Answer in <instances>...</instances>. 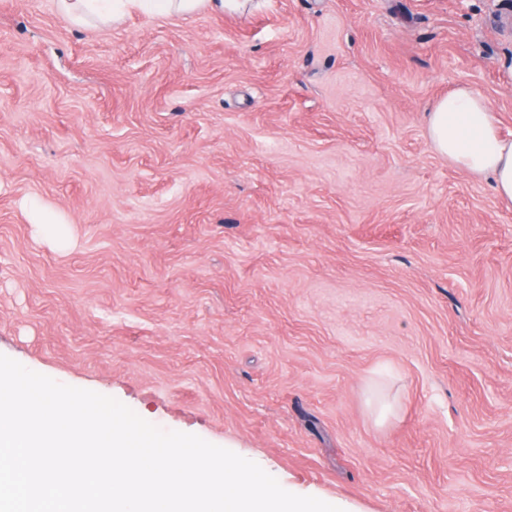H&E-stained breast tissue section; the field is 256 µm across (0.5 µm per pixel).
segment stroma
Segmentation results:
<instances>
[{
    "instance_id": "obj_1",
    "label": "stroma",
    "mask_w": 512,
    "mask_h": 512,
    "mask_svg": "<svg viewBox=\"0 0 512 512\" xmlns=\"http://www.w3.org/2000/svg\"><path fill=\"white\" fill-rule=\"evenodd\" d=\"M512 0H0V354L343 512H512ZM207 1L214 11L232 9L236 0H58L59 10L76 23L98 21L106 23L119 14L122 7L139 5L158 13L170 15L191 14ZM435 150L476 175L489 176L499 199L512 202V139L500 132L488 100L466 85L438 99L426 118Z\"/></svg>"
}]
</instances>
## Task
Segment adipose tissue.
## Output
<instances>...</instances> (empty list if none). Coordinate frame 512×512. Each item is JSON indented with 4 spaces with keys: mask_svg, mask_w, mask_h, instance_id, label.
<instances>
[{
    "mask_svg": "<svg viewBox=\"0 0 512 512\" xmlns=\"http://www.w3.org/2000/svg\"><path fill=\"white\" fill-rule=\"evenodd\" d=\"M59 10L76 23L114 19L123 7L139 5L170 15L193 13L201 3L215 11L236 0H58ZM427 135L435 150L463 170L491 178L497 197L512 202V139L500 132L499 119L488 100L461 85L438 99L426 118Z\"/></svg>",
    "mask_w": 512,
    "mask_h": 512,
    "instance_id": "1",
    "label": "adipose tissue"
}]
</instances>
